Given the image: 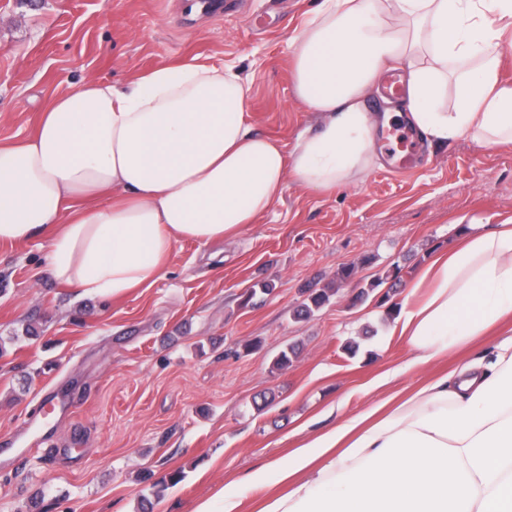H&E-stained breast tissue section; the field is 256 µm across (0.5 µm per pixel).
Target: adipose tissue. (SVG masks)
<instances>
[{"label": "adipose tissue", "mask_w": 512, "mask_h": 512, "mask_svg": "<svg viewBox=\"0 0 512 512\" xmlns=\"http://www.w3.org/2000/svg\"><path fill=\"white\" fill-rule=\"evenodd\" d=\"M297 102L320 113L294 149L256 131L233 68L184 61L119 87L74 84L34 133L0 145V243L44 235L57 283L119 298L152 287L180 241L219 242L257 223L288 183L330 191L380 162L391 111L366 104L406 76L404 119L421 139L512 142V0H320L295 39ZM474 68L449 76L455 62ZM456 88L441 110L447 84ZM512 315V224L467 237L418 273L392 331L417 364L467 348ZM285 486L270 492V480ZM512 512V336L472 360L303 441L194 512Z\"/></svg>", "instance_id": "1"}]
</instances>
